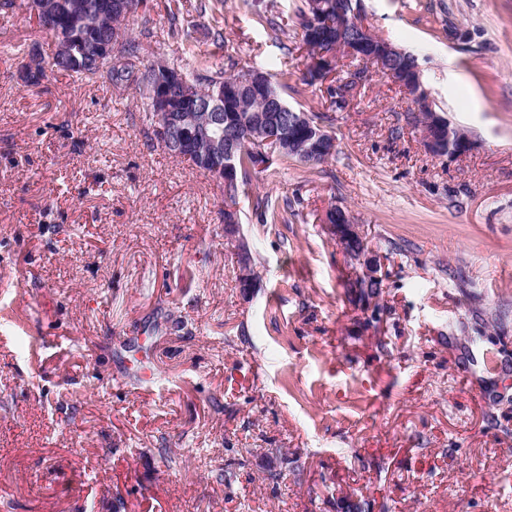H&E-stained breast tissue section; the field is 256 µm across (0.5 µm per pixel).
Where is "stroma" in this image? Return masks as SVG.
<instances>
[{
    "mask_svg": "<svg viewBox=\"0 0 512 512\" xmlns=\"http://www.w3.org/2000/svg\"><path fill=\"white\" fill-rule=\"evenodd\" d=\"M153 2L126 22L142 60L289 69L336 152L240 188L238 287L222 185L158 144L134 87L27 86L54 46L0 10V512H512V0L363 2L469 130L452 161L380 76L342 111L303 82L300 0H179L186 44ZM334 205L380 258L378 300L320 221Z\"/></svg>",
    "mask_w": 512,
    "mask_h": 512,
    "instance_id": "35a3bbf8",
    "label": "stroma"
}]
</instances>
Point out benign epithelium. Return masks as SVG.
Instances as JSON below:
<instances>
[{
    "mask_svg": "<svg viewBox=\"0 0 512 512\" xmlns=\"http://www.w3.org/2000/svg\"><path fill=\"white\" fill-rule=\"evenodd\" d=\"M27 14L34 23H43L46 27L54 26L58 15L48 0H28ZM333 35L336 50L350 59L359 61V67L351 71L349 80L361 85L371 74L376 73L387 82L401 90L409 99L414 101L416 111H430L432 105L429 92L422 81L420 67L410 69L396 65L397 60L405 57L406 52L389 40L379 39L373 46V52L364 53L368 41L365 36L372 34L369 26L364 23L361 2L359 0H336L335 28L326 29ZM329 55L318 54L308 58L306 75H318L328 70ZM178 84H186L183 75L176 70H167L155 86L154 98L157 102L161 132V143L167 149L179 155L185 149L188 140L212 125L224 126V113L199 112L195 98L184 93L181 101H170L171 90ZM264 89V79L261 73L253 72L242 82L229 87L216 85L210 87L209 99L216 106L224 105V98L238 95L245 88ZM272 113L258 114L252 117L251 129L246 131L247 139L255 142L251 169L256 171L264 168L272 154H281L287 150L298 155L302 160L313 156H327L335 151V139L323 126L306 123L305 115L301 114L292 121H285L284 106L278 99L268 100ZM436 122L432 130L422 135L425 150L433 157L456 159L472 149L473 140L468 138L457 141L454 137L453 123L434 113ZM212 160L207 163L205 172L216 181L229 184L238 180L237 166L234 161L236 141L233 133L226 132V140L209 139ZM323 223L328 233L338 242H346L360 236L358 226L349 213L338 215L332 211L325 213ZM348 255L363 266L362 276L367 280H380L381 265L376 256L368 249L359 253L348 252ZM240 286L251 288L256 281L252 261L245 260L237 267Z\"/></svg>",
    "mask_w": 512,
    "mask_h": 512,
    "instance_id": "obj_1",
    "label": "benign epithelium"
}]
</instances>
